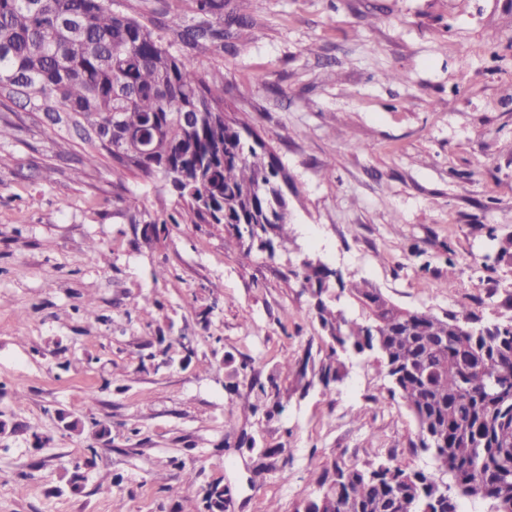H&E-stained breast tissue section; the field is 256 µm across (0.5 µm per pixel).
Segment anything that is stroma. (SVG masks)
Here are the masks:
<instances>
[{"mask_svg": "<svg viewBox=\"0 0 512 512\" xmlns=\"http://www.w3.org/2000/svg\"><path fill=\"white\" fill-rule=\"evenodd\" d=\"M112 7L154 20L202 78L223 73L293 180L289 239L250 251L190 223L163 177L88 164L75 133L0 98V419L21 426L0 434V512H201L216 479L224 512H295L336 459L433 472L372 358L297 393L324 345L298 271L321 263L403 309L512 317V256L482 264L512 237V0H224L211 23L241 26L198 51L166 26L196 24L194 0ZM182 336L184 363L141 369ZM272 378L282 408L252 411Z\"/></svg>", "mask_w": 512, "mask_h": 512, "instance_id": "obj_1", "label": "stroma"}]
</instances>
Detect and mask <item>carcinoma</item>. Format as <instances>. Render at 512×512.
Instances as JSON below:
<instances>
[{
  "mask_svg": "<svg viewBox=\"0 0 512 512\" xmlns=\"http://www.w3.org/2000/svg\"><path fill=\"white\" fill-rule=\"evenodd\" d=\"M198 24L183 30L193 46L224 36L206 16L219 0H197ZM0 96L26 101L54 124L83 132L125 168L162 175L191 214V223L222 224L247 233L261 251L288 242L284 165L256 131L224 108V79L202 81L193 59L176 54L149 25L112 10V0H0ZM120 126L141 133L112 150V113ZM313 286L315 314L328 352L299 379L324 388L342 380L339 354L380 347L376 365L398 376L399 394L417 418L419 433L442 438L428 448L448 487L432 474L407 469L390 457L362 466L334 461L318 484L326 504L309 512H461L465 499H481L489 512H512V318L472 326L466 316L439 317L402 310L367 283L339 282L362 306L357 318L325 298L336 271L302 263ZM188 337L150 353L157 371L189 350ZM276 383L259 386L252 410L281 406ZM224 486L204 490L206 512H223Z\"/></svg>",
  "mask_w": 512,
  "mask_h": 512,
  "instance_id": "1",
  "label": "carcinoma"
}]
</instances>
